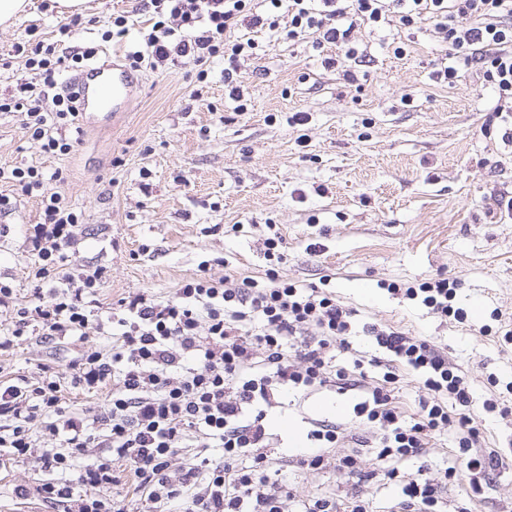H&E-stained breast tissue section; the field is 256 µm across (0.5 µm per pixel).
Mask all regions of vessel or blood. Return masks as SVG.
Here are the masks:
<instances>
[{
  "label": "vessel or blood",
  "instance_id": "vessel-or-blood-1",
  "mask_svg": "<svg viewBox=\"0 0 512 512\" xmlns=\"http://www.w3.org/2000/svg\"><path fill=\"white\" fill-rule=\"evenodd\" d=\"M103 68L88 66L79 70L69 79L68 85L78 92L79 110L83 124H91L95 114L91 107L94 103H112L113 107H121L129 102L138 84L134 74L128 68H120L113 73L111 83H103Z\"/></svg>",
  "mask_w": 512,
  "mask_h": 512
}]
</instances>
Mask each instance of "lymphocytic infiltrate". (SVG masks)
<instances>
[{
    "label": "lymphocytic infiltrate",
    "instance_id": "obj_1",
    "mask_svg": "<svg viewBox=\"0 0 512 512\" xmlns=\"http://www.w3.org/2000/svg\"><path fill=\"white\" fill-rule=\"evenodd\" d=\"M149 28L139 50L129 52L131 70L182 64L208 77L216 58L229 62L224 86L238 111H246L234 66L252 55L253 41L235 39L238 27L279 29L291 38L318 33L320 41L345 47L358 61L355 28L372 24L410 27L429 21L441 42L467 61H478L483 77L495 88V116L512 112V0H149ZM95 54L58 42L23 50L31 79L24 98H0V112H17L22 127L42 151L70 154L78 128L71 92H57L61 72L80 70ZM19 186L23 194L39 193L41 215L26 238L36 261L35 288L28 304L15 305L14 290L0 282V307L14 306L12 329L0 330V353L14 350L28 327L48 339L112 333V352L80 353L68 366L71 383L96 388L111 385L104 409L86 418L60 405V384L43 381L20 387L0 380V458L15 459L34 448V433L58 440L44 449L46 470L57 481L18 487V497L38 495L65 500V512H127L126 506L103 497L117 483L115 464L129 472L134 492L144 502L164 507L180 502L183 512H336L324 497L294 499L273 472L266 453L267 411L279 397L299 391L336 388L351 394L353 418L374 430L375 460L385 477L401 490V512H442L441 489L467 470L472 482L491 475L494 461L484 451L485 437L474 424L485 415L512 412V381L489 376L488 394L476 391L456 363L430 340L398 328L366 322L326 288H304L281 279L276 267L283 254L280 233L264 241L269 267L264 280L197 277L180 284L173 296L147 293L121 299L122 313L113 327L96 318L101 269L71 266L68 248L76 242L81 215L59 189L62 169L51 172L29 166L0 167V182ZM456 280L437 278L420 283L388 284L389 293L419 301L440 320L464 322L457 307ZM370 337L378 349L368 357L354 349L356 332ZM351 356L338 364L337 351ZM375 385H366L369 372ZM411 374L423 394L414 413H406L397 396L402 374ZM452 440L451 459L440 479L406 473L402 465L425 457L438 437ZM346 434L331 421L317 420L307 433L310 449L297 457L299 467L320 470L334 464L337 472L363 476L359 451L329 461L327 449ZM220 448L214 461L205 449ZM85 464L71 472V461ZM249 465H241L242 457Z\"/></svg>",
    "mask_w": 512,
    "mask_h": 512
}]
</instances>
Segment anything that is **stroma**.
<instances>
[{
    "instance_id": "1",
    "label": "stroma",
    "mask_w": 512,
    "mask_h": 512,
    "mask_svg": "<svg viewBox=\"0 0 512 512\" xmlns=\"http://www.w3.org/2000/svg\"><path fill=\"white\" fill-rule=\"evenodd\" d=\"M143 0H86L81 24L68 43L106 54L136 50L146 26ZM126 14L123 37L101 35ZM68 15L52 0H33L29 12L0 27V95L26 73L10 59L15 44L59 40ZM258 42L259 55L240 60L236 80L249 93L246 111L226 99L224 62L209 67L202 99L191 98L188 67L137 71L140 96L114 116L83 128L74 150L51 157L23 136L19 113L0 112V166L62 169V186L83 214L75 264L103 269L96 297L102 314L140 292L166 298L185 280L209 274L235 280L263 277V241L270 225L283 237L281 278L303 285L328 282L337 299L363 322L386 324L434 341L461 366L477 392L489 375L512 380V349L493 330L512 325V218L503 205L512 196V144L501 140L494 119V88L477 65H458L454 84L433 74L448 49L432 23L406 28L364 26L354 39L367 59L356 83L324 58L336 45L316 47L314 36L237 29ZM403 47L395 55L394 47ZM307 122L289 125L294 113ZM17 204L0 210V280L17 302L30 298L35 261L25 240L37 223L40 199L18 196L0 182V196ZM448 277L460 283L458 302L468 313L459 324L443 322L421 306L386 291V283ZM500 311L501 321L490 318ZM491 332H483V325ZM107 336L45 340L22 337L12 355L0 357V378L41 382L42 365L66 373L87 349H111ZM341 424L366 440L370 430L351 419L348 396L318 390L286 409H270L265 421L268 455L282 484L296 497L320 496L346 504L353 495L372 512H391L398 494L383 475L341 477L334 467H296L295 439L312 420ZM38 457L0 466V512H63L62 506L14 488L51 479ZM450 512H512V464L498 468L472 493L468 474L442 493Z\"/></svg>"
}]
</instances>
